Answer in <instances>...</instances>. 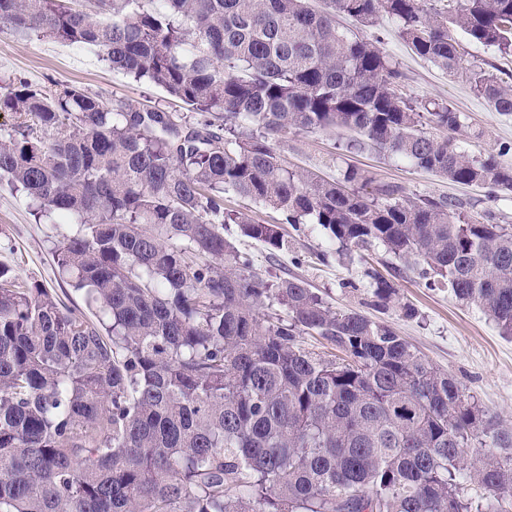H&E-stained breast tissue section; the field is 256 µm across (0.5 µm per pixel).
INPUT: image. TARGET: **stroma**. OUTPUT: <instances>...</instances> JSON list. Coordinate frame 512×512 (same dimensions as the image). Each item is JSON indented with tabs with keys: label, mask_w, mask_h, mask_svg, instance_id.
<instances>
[{
	"label": "stroma",
	"mask_w": 512,
	"mask_h": 512,
	"mask_svg": "<svg viewBox=\"0 0 512 512\" xmlns=\"http://www.w3.org/2000/svg\"><path fill=\"white\" fill-rule=\"evenodd\" d=\"M362 35L398 62L400 91L408 97L434 99L452 105L467 124L459 132L470 154L495 151L512 141V114L505 116L475 95L464 78L448 75L417 57L399 36L395 24L382 20L365 27ZM0 80L24 81L46 91L74 85L106 99L136 105H161L176 115L186 106L154 84L137 82L113 71L101 52L47 38L20 37L0 30ZM348 133L342 130L306 132L291 130L275 136L271 145L283 163L305 168L333 179L346 168L363 173L362 191L374 194L383 185L402 187L406 196H453L472 217L494 212L498 223L512 225V192L489 197L486 189L448 182L370 147L346 150ZM35 203L25 193L0 183V264L20 280L37 282L66 305L83 307V293L58 274L57 254L62 246L58 225L38 219ZM288 249L276 259L259 243L228 225L224 235L240 251L249 253L257 272L267 280L296 276L307 280L329 305L365 314L385 322L403 336L431 364L451 373L481 406L501 422L512 424V336L502 335L492 318L478 308L458 301L447 289L426 287L417 273L404 270L399 260L375 247L354 259L337 257V243L313 224L283 225ZM330 251L328 263L318 252ZM377 270L396 290L387 308L375 309L367 295V270ZM415 310L402 314L403 306Z\"/></svg>",
	"instance_id": "35a3bbf8"
}]
</instances>
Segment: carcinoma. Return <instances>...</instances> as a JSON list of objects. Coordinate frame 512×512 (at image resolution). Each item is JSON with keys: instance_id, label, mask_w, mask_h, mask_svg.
I'll return each mask as SVG.
<instances>
[{"instance_id": "obj_1", "label": "carcinoma", "mask_w": 512, "mask_h": 512, "mask_svg": "<svg viewBox=\"0 0 512 512\" xmlns=\"http://www.w3.org/2000/svg\"><path fill=\"white\" fill-rule=\"evenodd\" d=\"M70 2L0 0V24L96 48L210 118L0 84V112L21 118L0 133V175L39 216L77 226L59 273L98 310L0 267V512H512V428L390 325L300 278L265 280L224 237L238 224L272 258L288 251L281 224H315L348 257L382 245L512 336V225L396 186L369 197L358 171L290 170L269 143L340 128L356 134L348 149L512 191V143L469 154L459 112L403 96L398 63L336 22L390 19L510 115L512 85L463 56H512V0ZM369 278L386 305L392 283ZM303 333L344 358L303 348Z\"/></svg>"}]
</instances>
